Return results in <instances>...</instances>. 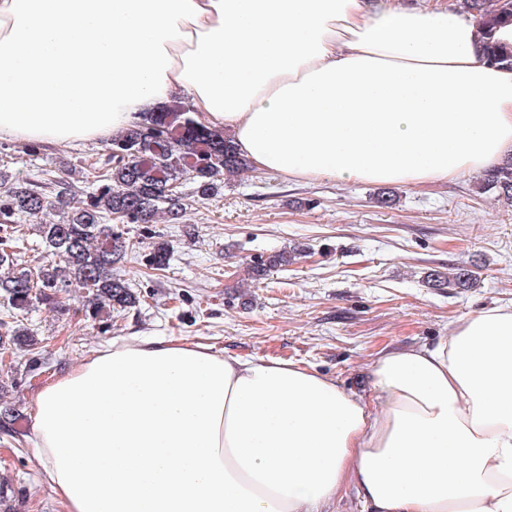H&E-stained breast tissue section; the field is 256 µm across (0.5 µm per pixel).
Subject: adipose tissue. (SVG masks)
Listing matches in <instances>:
<instances>
[{
  "instance_id": "adipose-tissue-1",
  "label": "adipose tissue",
  "mask_w": 512,
  "mask_h": 512,
  "mask_svg": "<svg viewBox=\"0 0 512 512\" xmlns=\"http://www.w3.org/2000/svg\"><path fill=\"white\" fill-rule=\"evenodd\" d=\"M260 171L425 185L512 157V65L446 0H0V141H107L172 101ZM371 392L186 338L112 340L44 387L64 512H512V305L382 350ZM331 512H364L367 511L355 489L348 487L340 492L326 508Z\"/></svg>"
}]
</instances>
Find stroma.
Masks as SVG:
<instances>
[{
	"label": "stroma",
	"instance_id": "obj_1",
	"mask_svg": "<svg viewBox=\"0 0 512 512\" xmlns=\"http://www.w3.org/2000/svg\"><path fill=\"white\" fill-rule=\"evenodd\" d=\"M105 150L100 143L31 154L14 143L0 152V174L10 185L46 180L49 197L63 178L82 200L93 186L80 162ZM479 179L398 184L395 204L382 208L375 184L300 182L247 168L202 200L182 178L183 217H159L148 230L124 227L132 246L113 274L139 305L91 320L74 289L64 308L19 313L16 326L32 329L39 345L0 365V405L22 414L11 433L0 432V493L14 498L15 512H62L34 452L31 402L42 384L112 339L152 331L228 356L291 360L364 395L379 349L434 344L458 320L512 304V207L479 193ZM158 234L171 257L154 270L145 256ZM277 254L290 264L262 267ZM452 268L468 270L472 286H428V275Z\"/></svg>",
	"mask_w": 512,
	"mask_h": 512
}]
</instances>
